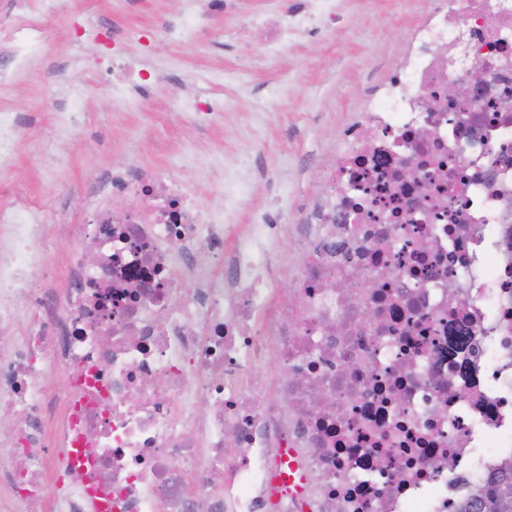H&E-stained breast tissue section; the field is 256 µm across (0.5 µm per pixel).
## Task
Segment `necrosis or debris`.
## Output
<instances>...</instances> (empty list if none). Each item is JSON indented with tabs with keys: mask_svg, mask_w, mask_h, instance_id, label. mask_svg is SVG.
Listing matches in <instances>:
<instances>
[{
	"mask_svg": "<svg viewBox=\"0 0 512 512\" xmlns=\"http://www.w3.org/2000/svg\"><path fill=\"white\" fill-rule=\"evenodd\" d=\"M235 8L196 0L164 36ZM334 16L298 0L242 33L274 58ZM244 184L205 210L113 165L55 291L39 207L0 206V512H451L512 458V0H432L303 223L282 192L234 224Z\"/></svg>",
	"mask_w": 512,
	"mask_h": 512,
	"instance_id": "4bbe7bcc",
	"label": "necrosis or debris"
}]
</instances>
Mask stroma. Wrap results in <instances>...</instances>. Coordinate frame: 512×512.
Instances as JSON below:
<instances>
[{"label": "stroma", "mask_w": 512, "mask_h": 512, "mask_svg": "<svg viewBox=\"0 0 512 512\" xmlns=\"http://www.w3.org/2000/svg\"><path fill=\"white\" fill-rule=\"evenodd\" d=\"M295 0H238L234 14L212 17L198 40L168 42L183 0H0V112L20 113L16 161L0 169V204L31 199L47 234L40 243L43 287L63 285L68 257L87 223L99 174L120 159L181 171L202 207L223 202L224 174H248L238 221L271 204L269 181L288 191V221L299 223L319 191L323 162L370 90L406 50L404 33L421 25L428 0H336L335 23L302 34L277 59L237 32L255 16L286 13ZM44 32L28 69L8 65L10 28ZM137 60L151 98L116 103L100 78L113 55ZM224 98L229 107L203 120L172 110L168 91ZM82 91L79 120L60 138L45 93L57 103Z\"/></svg>", "instance_id": "1"}]
</instances>
